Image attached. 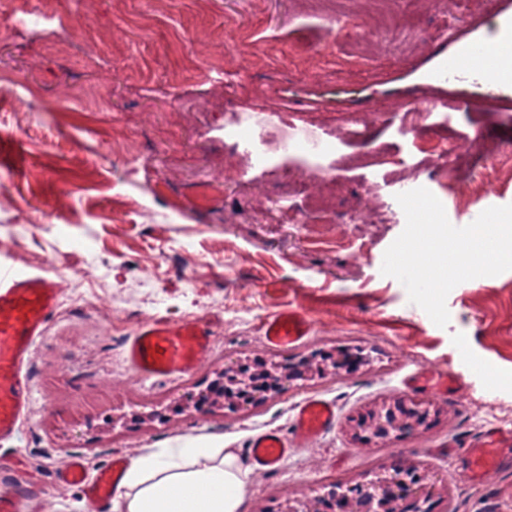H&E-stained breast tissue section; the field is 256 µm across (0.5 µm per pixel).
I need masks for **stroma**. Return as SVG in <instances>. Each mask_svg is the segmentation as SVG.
<instances>
[{"label":"stroma","mask_w":512,"mask_h":512,"mask_svg":"<svg viewBox=\"0 0 512 512\" xmlns=\"http://www.w3.org/2000/svg\"><path fill=\"white\" fill-rule=\"evenodd\" d=\"M448 2L0 0V136L25 151L20 166L0 164V255L64 285L29 360L30 413L0 441V460H22V483L42 487L40 512H110L83 485L58 481L70 456L92 476L114 454L198 438L245 463L250 438L289 431L309 395L335 402L334 427L276 470L252 473L245 512L410 463L441 486L430 512H512V454L474 483L447 452L486 426L512 429V271L453 288L444 328L381 273L406 223L397 194L429 189L457 227L512 204V144L498 137L512 129V80L488 82L472 66L446 74L463 45L497 41L512 0H468L454 40L412 39L447 22ZM378 12L401 38L376 29L355 47L357 65L330 48L340 14ZM420 101L440 104L428 120L437 134L462 146L480 134L499 177L451 181L419 138L401 135ZM230 105L325 128L335 151L243 166L224 134ZM285 307L311 333L272 351L262 324ZM161 317L215 326L193 375L156 384L123 349ZM342 351L362 356L351 372L296 380L234 411L192 406L223 363ZM423 370L453 376L455 391L410 387ZM396 397L440 414L421 433L357 441L354 421Z\"/></svg>","instance_id":"stroma-1"}]
</instances>
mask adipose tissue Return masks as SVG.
Listing matches in <instances>:
<instances>
[{
    "label": "adipose tissue",
    "mask_w": 512,
    "mask_h": 512,
    "mask_svg": "<svg viewBox=\"0 0 512 512\" xmlns=\"http://www.w3.org/2000/svg\"><path fill=\"white\" fill-rule=\"evenodd\" d=\"M248 469L232 448H145L124 470L116 512H243Z\"/></svg>",
    "instance_id": "ef3b65f1"
}]
</instances>
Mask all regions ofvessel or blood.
<instances>
[{"mask_svg": "<svg viewBox=\"0 0 512 512\" xmlns=\"http://www.w3.org/2000/svg\"><path fill=\"white\" fill-rule=\"evenodd\" d=\"M62 285L52 277L21 271L0 261V440L13 436L28 415L32 388L26 371L28 358L43 334L49 316L58 307ZM311 328L309 320L286 308L263 325L267 346L282 350L300 342ZM212 323L191 319L177 324L153 320L141 324L126 345L127 361L141 377L157 382L174 381L193 373L211 349ZM336 406L321 397L299 402L290 434L269 430L249 440L250 461L255 471L268 472L287 457L290 449L308 445L330 430ZM512 446V432L493 426L457 445L456 454L473 478L496 469L502 449ZM119 461H112L92 480L71 460L60 472L65 482L85 481L88 496L98 502L110 498ZM25 492L0 465V512H21Z\"/></svg>", "mask_w": 512, "mask_h": 512, "instance_id": "b4317fda", "label": "vessel or blood"}]
</instances>
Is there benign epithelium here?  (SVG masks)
Wrapping results in <instances>:
<instances>
[{
  "label": "benign epithelium",
  "mask_w": 512,
  "mask_h": 512,
  "mask_svg": "<svg viewBox=\"0 0 512 512\" xmlns=\"http://www.w3.org/2000/svg\"><path fill=\"white\" fill-rule=\"evenodd\" d=\"M339 368H349L346 359L341 358L337 365L328 364L323 369L312 358L304 359L298 369L261 359L256 368V373L261 375V385L256 390L265 395L278 393L291 380L309 378L322 370L335 374ZM244 385L239 367L226 364L215 370L211 385L196 395L194 408L197 411L235 409L238 407L237 388ZM436 413L428 403L395 399L360 415L353 429L360 440L378 442L419 431ZM416 471L413 465L400 466L392 474L377 473L365 483L347 486L341 491L330 489L296 506L286 501L279 504L277 512H427L426 504L435 494L436 485L427 483Z\"/></svg>",
  "instance_id": "1"
}]
</instances>
